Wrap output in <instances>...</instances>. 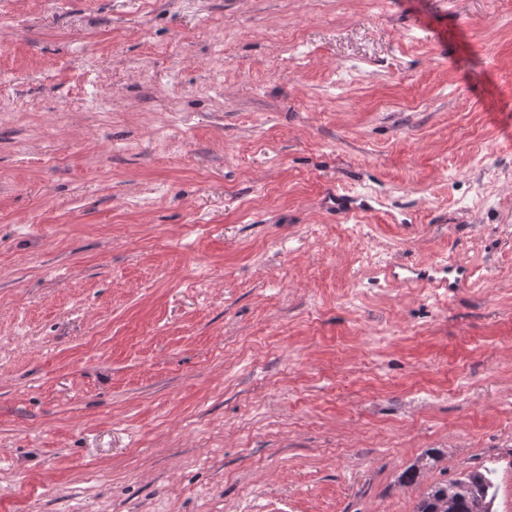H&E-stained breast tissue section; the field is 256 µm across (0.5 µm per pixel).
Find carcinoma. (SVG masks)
<instances>
[{"instance_id": "cac0c4a2", "label": "carcinoma", "mask_w": 512, "mask_h": 512, "mask_svg": "<svg viewBox=\"0 0 512 512\" xmlns=\"http://www.w3.org/2000/svg\"><path fill=\"white\" fill-rule=\"evenodd\" d=\"M492 470L475 469L464 476L431 487L415 512H492L495 485Z\"/></svg>"}]
</instances>
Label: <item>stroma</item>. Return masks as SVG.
I'll return each mask as SVG.
<instances>
[{
    "instance_id": "stroma-1",
    "label": "stroma",
    "mask_w": 512,
    "mask_h": 512,
    "mask_svg": "<svg viewBox=\"0 0 512 512\" xmlns=\"http://www.w3.org/2000/svg\"><path fill=\"white\" fill-rule=\"evenodd\" d=\"M482 467L512 512V0H0V512ZM398 268L403 272H396L394 268L391 270L393 278L405 283L426 282L436 290L444 289L447 291L451 288H457L467 277L466 270L458 265L435 266L431 268V274L430 271H422L415 267L399 266Z\"/></svg>"
}]
</instances>
